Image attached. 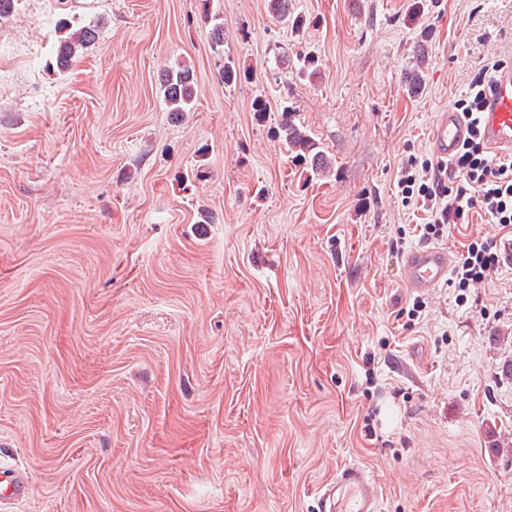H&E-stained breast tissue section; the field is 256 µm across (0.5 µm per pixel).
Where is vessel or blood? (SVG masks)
<instances>
[{"instance_id":"vessel-or-blood-1","label":"vessel or blood","mask_w":512,"mask_h":512,"mask_svg":"<svg viewBox=\"0 0 512 512\" xmlns=\"http://www.w3.org/2000/svg\"><path fill=\"white\" fill-rule=\"evenodd\" d=\"M483 130L491 149L512 153V71L500 74L494 84L483 112ZM466 135L467 125L459 113H441L432 129V150L439 159L448 160ZM452 265L453 256L445 247H414L401 259L402 282L412 291H432L447 282ZM318 496L320 512H379L378 485L358 464L343 467Z\"/></svg>"}]
</instances>
